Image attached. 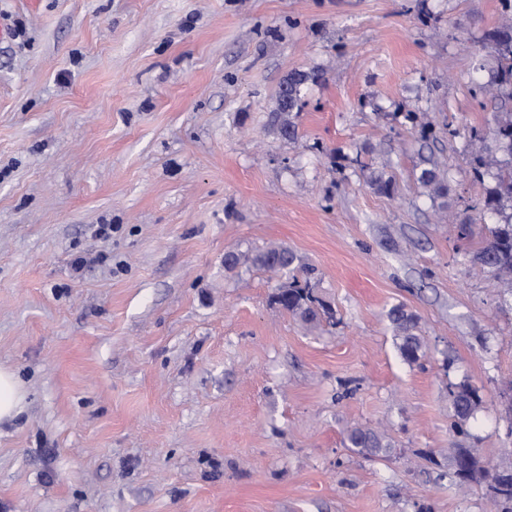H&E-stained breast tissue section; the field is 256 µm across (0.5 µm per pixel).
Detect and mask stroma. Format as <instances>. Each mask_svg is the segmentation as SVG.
<instances>
[{
    "label": "stroma",
    "mask_w": 512,
    "mask_h": 512,
    "mask_svg": "<svg viewBox=\"0 0 512 512\" xmlns=\"http://www.w3.org/2000/svg\"><path fill=\"white\" fill-rule=\"evenodd\" d=\"M503 19L499 0H0V367L25 395L0 512H493L419 453L512 457V290L472 258L493 219L467 135L493 134L470 89ZM298 71L324 78L288 140L271 116ZM424 126L444 197L415 179ZM271 243L335 324L306 331L275 276L225 270ZM463 382L485 406L460 438ZM357 425L389 456L344 448ZM394 335L403 359L409 364L417 363L426 353L425 338L420 333L416 318L407 313L400 305L393 306L388 312ZM448 400L453 409L451 427L457 433H464V426L474 418L482 406L483 400L479 390L469 384L449 385Z\"/></svg>",
    "instance_id": "stroma-1"
}]
</instances>
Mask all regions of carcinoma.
Returning <instances> with one entry per match:
<instances>
[{"mask_svg":"<svg viewBox=\"0 0 512 512\" xmlns=\"http://www.w3.org/2000/svg\"><path fill=\"white\" fill-rule=\"evenodd\" d=\"M500 4L509 18L489 33L498 60L496 73L490 83L478 86L479 93H488L500 101L493 113L494 144H484L482 131L476 127L470 129V140L481 142L472 155L470 174L479 183L487 177L492 179V185L479 206L481 211L499 216L491 238L477 251L476 259L491 269L497 280L512 286V212L505 213V206L512 205V163L498 159L500 154L512 157V107L508 106L512 102V0H500ZM322 78L323 74L318 71L296 72L288 77L285 89L279 94L280 112L276 113L281 136L289 139L297 136L295 110L301 100L302 87L309 81L317 83ZM416 181L431 194L443 195L447 191L448 172L440 168L438 161L425 158ZM295 262V254L283 245H269L254 253L230 250L224 254V267L227 269L256 266L286 278V282L278 285L273 301L299 318L306 327L313 328L324 319L332 320L331 306L316 295L309 281L302 282L295 275ZM388 318L401 356L410 364L417 363L425 356L426 343L416 318L400 305L389 310ZM448 400L453 409L451 427L462 433L464 426L482 406V397L479 390L469 384H450ZM344 443L351 452L363 456H385L391 449V443L383 432L364 426L347 429ZM425 456L437 467V479H449L463 495L477 484L484 489L495 512H512V460L492 465L481 460L474 449L460 446L454 449L449 469L444 471L442 460L434 452L429 451Z\"/></svg>","mask_w":512,"mask_h":512,"instance_id":"cac0c4a2","label":"carcinoma"}]
</instances>
